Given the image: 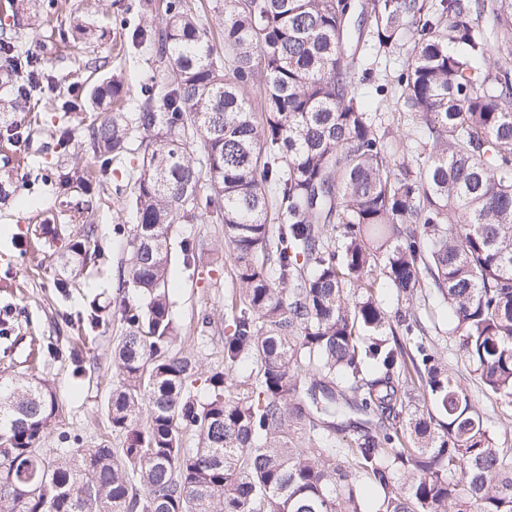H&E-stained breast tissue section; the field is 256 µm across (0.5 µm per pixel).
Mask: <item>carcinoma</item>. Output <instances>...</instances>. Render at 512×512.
<instances>
[{"mask_svg":"<svg viewBox=\"0 0 512 512\" xmlns=\"http://www.w3.org/2000/svg\"><path fill=\"white\" fill-rule=\"evenodd\" d=\"M143 10L132 39L153 46L158 76L94 88L100 168L60 177L100 190L110 163L137 160L115 185L134 214L130 235L114 232L138 296L119 303L107 404L124 444L42 447L52 388L0 378V481L14 484L0 512H512V448L419 312L434 290L470 373L512 408V62L496 57L512 0H215L207 21L183 0ZM357 11L377 52L408 46L396 86L375 88L416 122L408 160L352 90ZM30 100L1 98L0 124ZM207 219L235 268L222 370L174 349L170 231ZM94 231L68 240L60 292ZM201 252L183 244V266ZM353 407L387 424L342 448L332 418Z\"/></svg>","mask_w":512,"mask_h":512,"instance_id":"carcinoma-1","label":"carcinoma"}]
</instances>
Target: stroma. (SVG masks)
I'll use <instances>...</instances> for the list:
<instances>
[{"label":"stroma","mask_w":512,"mask_h":512,"mask_svg":"<svg viewBox=\"0 0 512 512\" xmlns=\"http://www.w3.org/2000/svg\"><path fill=\"white\" fill-rule=\"evenodd\" d=\"M13 2L14 13L7 26L17 30L22 52L44 62L47 77L33 93L44 104V111L14 115L25 127L39 121V135L14 142L0 139V180L11 177L19 164L27 173L23 185L0 203V322L10 329L8 338H0V375L30 373L48 380L61 408L60 427L77 436L79 447L105 444L119 448L124 439L108 429L107 402L112 391V352L124 334V325L116 314L95 328L80 327L79 322L91 301L111 307L132 298V289L121 284L123 245L114 238L112 228L132 225L133 220L128 210L117 205L111 190H63L58 176L79 163L95 169L100 166L83 138L91 118L88 100L92 85L111 77L110 63L119 47H126L135 59L124 73L128 83L148 80L156 69L146 48L127 43L138 22L136 13L128 9L131 0H101L97 6L89 0H58L56 11L49 9L50 0ZM406 53L401 47L379 55L372 46H364L361 58L376 60L377 66L373 82L354 81L355 93L376 105L375 84L394 79ZM95 61L100 62V70L87 71V64ZM62 127L73 131L72 140L64 145L56 135ZM79 209L89 212L96 234L86 273L62 293L56 287L62 275L61 244L43 235L40 226L58 224L70 234H81V225L73 221ZM176 237L204 244L199 267L174 264L171 288L180 349L209 369L223 362L224 300L235 283L234 262L224 249L222 225L181 224ZM424 298L422 319L431 328L432 340L463 374L501 446L512 448V412L502 410L496 396L468 375L440 297L428 292ZM79 334L85 336L89 348L80 375L70 356L73 338Z\"/></svg>","instance_id":"obj_1"}]
</instances>
